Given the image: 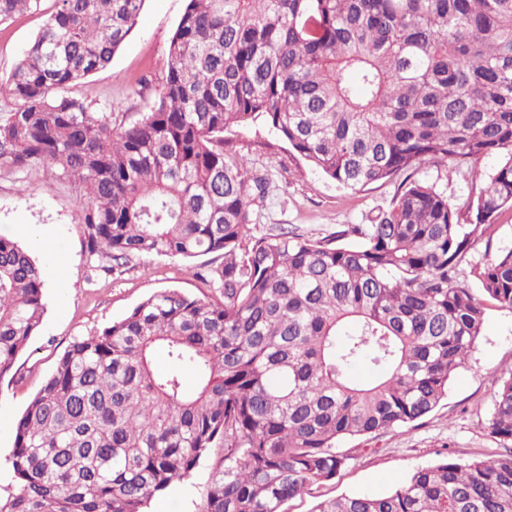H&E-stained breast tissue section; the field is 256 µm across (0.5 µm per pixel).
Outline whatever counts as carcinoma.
<instances>
[{
	"label": "carcinoma",
	"mask_w": 512,
	"mask_h": 512,
	"mask_svg": "<svg viewBox=\"0 0 512 512\" xmlns=\"http://www.w3.org/2000/svg\"><path fill=\"white\" fill-rule=\"evenodd\" d=\"M41 2L0 0V24ZM144 2L53 0L0 84L14 105L0 172L78 190L92 256H215L221 299L164 289L74 340L16 421L0 512H143L215 448L199 512H283L340 472L336 440L447 397L485 301L512 311V249L471 268L484 299L458 278L512 207V0H186L162 89L116 128L65 89L112 62ZM257 122L337 184L400 177L397 195L323 241L252 236L269 182L224 150V131ZM492 156L460 203L412 178ZM45 277L0 237V375L42 324ZM356 364L377 377L351 380ZM494 383L488 430L504 451L312 512H512V376Z\"/></svg>",
	"instance_id": "cac0c4a2"
}]
</instances>
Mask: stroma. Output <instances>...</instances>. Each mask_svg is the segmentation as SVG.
Listing matches in <instances>:
<instances>
[{"mask_svg": "<svg viewBox=\"0 0 512 512\" xmlns=\"http://www.w3.org/2000/svg\"><path fill=\"white\" fill-rule=\"evenodd\" d=\"M186 0H146L138 23L111 63L78 84L69 95L91 102L97 112L112 113L113 124L130 123L149 111L167 72L169 41ZM52 4L15 14L0 24V81L44 26ZM224 140L247 158L257 174L269 177L264 203L254 209L251 233L268 236L279 228L297 229L321 239L342 224H364L386 208L397 182H379L351 191L325 178L269 126L233 127ZM84 201L69 184L33 170L0 174V235L27 247L45 269H58L46 281V312L13 368L0 376V458L13 448L12 425L30 398L42 387L56 360L76 338L94 334L125 317L150 295L179 288L202 298H216L211 282L200 278L207 257L187 263L162 255L132 258L105 271L90 260L87 229L79 215ZM27 225L19 234L17 225ZM512 375V312L487 305L485 326L464 368L453 377L448 396L425 418L394 430L361 437H343L339 452L351 459L335 479L315 483L290 500L286 512H311L321 500L351 494L380 495L405 482L416 468L448 456L483 458L499 450L487 422L493 410L490 373ZM214 457L203 459L188 481L154 496L144 512H198L209 490Z\"/></svg>", "mask_w": 512, "mask_h": 512, "instance_id": "obj_1", "label": "stroma"}]
</instances>
